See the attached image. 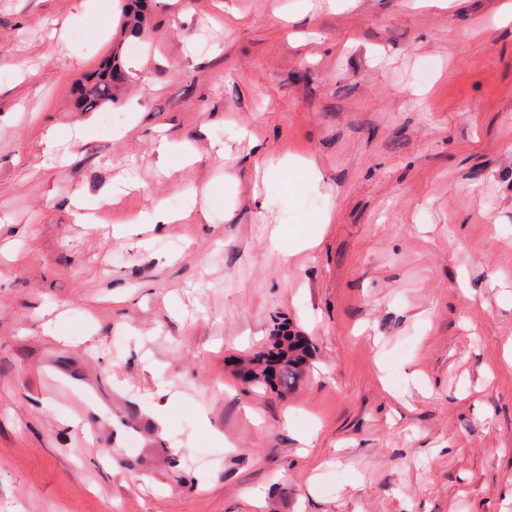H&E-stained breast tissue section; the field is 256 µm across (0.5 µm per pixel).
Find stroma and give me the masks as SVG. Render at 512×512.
I'll use <instances>...</instances> for the list:
<instances>
[{
  "instance_id": "35a3bbf8",
  "label": "stroma",
  "mask_w": 512,
  "mask_h": 512,
  "mask_svg": "<svg viewBox=\"0 0 512 512\" xmlns=\"http://www.w3.org/2000/svg\"><path fill=\"white\" fill-rule=\"evenodd\" d=\"M119 7L0 0V512H512V0ZM121 7V25L128 31L129 35L139 38L140 18L148 8V0H123ZM122 77V70L115 57L105 58L90 73L76 92L77 105L85 112H95L106 104H112V85ZM267 348L254 355L247 370L239 377L244 384L258 390L290 391L300 381L303 368L312 358L314 347L297 335L287 323H277L269 336ZM270 370V373H267Z\"/></svg>"
}]
</instances>
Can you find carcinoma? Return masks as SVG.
Instances as JSON below:
<instances>
[{"label":"carcinoma","instance_id":"1","mask_svg":"<svg viewBox=\"0 0 512 512\" xmlns=\"http://www.w3.org/2000/svg\"><path fill=\"white\" fill-rule=\"evenodd\" d=\"M147 8L148 0H124L121 25L130 36L139 37L140 18ZM121 77L122 70L116 59L105 58L77 89L79 108L95 112L112 103V85ZM313 352L310 341L297 335L288 324L278 323L273 328L267 348L254 355L240 379L254 389L286 393L300 381L303 368Z\"/></svg>","mask_w":512,"mask_h":512}]
</instances>
